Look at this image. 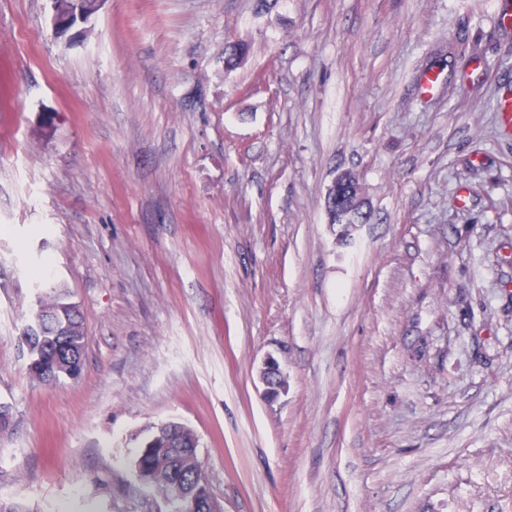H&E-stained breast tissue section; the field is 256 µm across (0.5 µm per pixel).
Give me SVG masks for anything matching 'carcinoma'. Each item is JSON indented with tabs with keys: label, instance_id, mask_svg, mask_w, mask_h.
<instances>
[{
	"label": "carcinoma",
	"instance_id": "carcinoma-1",
	"mask_svg": "<svg viewBox=\"0 0 512 512\" xmlns=\"http://www.w3.org/2000/svg\"><path fill=\"white\" fill-rule=\"evenodd\" d=\"M356 175L342 171L336 175V204L327 210L331 224L369 223L371 213L367 203L354 204ZM36 307L46 312L49 320L41 325L32 321L23 329L29 359L36 362L30 370L33 378L52 384L70 373L66 367L68 356L84 352L86 333L83 315L69 302L68 291L60 286L36 283ZM140 480L160 495L180 494L184 498L182 512H199L188 488L202 480L198 457V439L183 424L169 421L157 427L144 440L136 460Z\"/></svg>",
	"mask_w": 512,
	"mask_h": 512
}]
</instances>
